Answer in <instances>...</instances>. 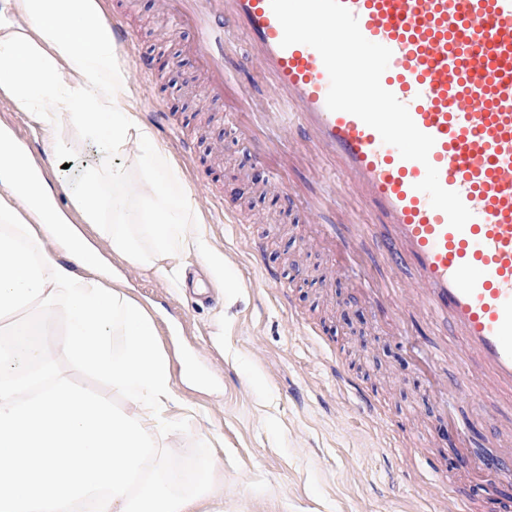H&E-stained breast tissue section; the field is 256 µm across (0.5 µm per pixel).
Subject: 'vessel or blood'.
Instances as JSON below:
<instances>
[{
    "label": "vessel or blood",
    "mask_w": 512,
    "mask_h": 512,
    "mask_svg": "<svg viewBox=\"0 0 512 512\" xmlns=\"http://www.w3.org/2000/svg\"><path fill=\"white\" fill-rule=\"evenodd\" d=\"M362 35L389 48L382 86L408 108L434 138L428 163L403 159L398 149L358 117L329 111L328 72L310 46L281 47L283 29L270 0H161L177 23L193 25V47L207 75L208 95L248 93L224 69V28L245 35V71L268 80L262 119L274 145L257 161L279 155L301 161L325 183L322 197L293 192L321 240L348 253L373 240L394 270L398 296L413 302L400 315L420 311L442 320L459 349H442L453 362V388L494 396L512 408V0H342ZM443 188L457 192L472 216L463 229L432 207L417 185L427 166ZM365 202L375 222L347 220L346 235L323 223L347 196ZM400 315H386L396 326ZM497 455L480 464L496 481H512V417L496 434ZM476 512L477 501L448 481V508Z\"/></svg>",
    "instance_id": "1"
}]
</instances>
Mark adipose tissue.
<instances>
[{
	"mask_svg": "<svg viewBox=\"0 0 512 512\" xmlns=\"http://www.w3.org/2000/svg\"><path fill=\"white\" fill-rule=\"evenodd\" d=\"M22 14L29 30L14 29ZM126 72L118 61L112 30L103 20L97 0H0V90L9 93L41 131L49 133L47 149L67 154L70 145L58 136L61 117H68L80 133L96 143L105 165L89 170L73 194L75 206L89 224L101 221V185L125 183L127 174L115 156L129 142L141 151V165L152 185L143 211L131 222L112 227L114 249L139 259L130 235L131 223L154 241L158 249L188 247L183 233L192 211L189 194L159 177L164 159L151 133L120 107ZM0 188L14 195L40 199L42 230L62 242L68 259L82 265L101 262L98 252L54 206L53 198L36 176L27 153L8 134L0 133Z\"/></svg>",
	"mask_w": 512,
	"mask_h": 512,
	"instance_id": "ef3b65f1",
	"label": "adipose tissue"
}]
</instances>
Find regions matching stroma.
<instances>
[{"label": "stroma", "instance_id": "obj_1", "mask_svg": "<svg viewBox=\"0 0 512 512\" xmlns=\"http://www.w3.org/2000/svg\"><path fill=\"white\" fill-rule=\"evenodd\" d=\"M121 2L139 33L133 49H119L120 62L131 67L140 55L152 76L127 84L120 104L152 133L168 177L191 194L185 234L199 249L159 253L142 235L136 261L113 249L104 225L85 223L71 191L102 159L69 119L59 132L71 150L52 157L43 132L0 91V131L25 146L57 206L104 260L72 265L73 274L102 282L153 320L169 366L164 417L190 424L157 443L180 455L198 440L212 447L215 485L199 512H440L434 497L450 476L481 497L479 512L511 505L512 484L490 485L476 459L489 401L435 378L442 322L415 315L387 327L371 301L390 274L373 249L329 257L287 195L254 182V149L225 124L223 99L201 109L206 77L187 51L196 31L170 35L157 0H98L103 17L117 18ZM186 138L195 143L189 158ZM119 161L127 171L120 193L138 211L150 186L136 145ZM269 226L276 232L254 257L248 239ZM267 268L280 284L265 280ZM302 319L315 335H303ZM336 364L383 403L382 420L337 383Z\"/></svg>", "mask_w": 512, "mask_h": 512}]
</instances>
